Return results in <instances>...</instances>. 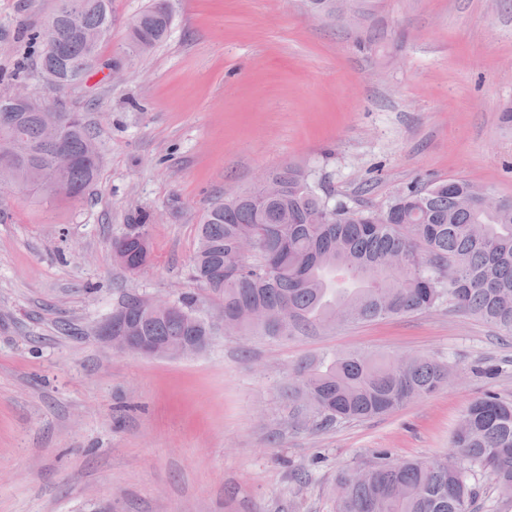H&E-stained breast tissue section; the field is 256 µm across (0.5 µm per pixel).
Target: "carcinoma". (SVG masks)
Returning a JSON list of instances; mask_svg holds the SVG:
<instances>
[{
  "label": "carcinoma",
  "mask_w": 512,
  "mask_h": 512,
  "mask_svg": "<svg viewBox=\"0 0 512 512\" xmlns=\"http://www.w3.org/2000/svg\"><path fill=\"white\" fill-rule=\"evenodd\" d=\"M172 23L167 0L151 3L132 22L128 50L145 53L163 41ZM112 30V0H57L44 29L41 72L65 85L84 81L100 44ZM40 102L0 112V191L17 190L51 205L85 200L96 183L101 156L84 118L65 121L59 139H44ZM63 150L75 158L54 168ZM277 184L268 199L261 186L212 203L198 224L192 277L224 310L230 330L273 338L310 335L336 314L367 322L429 310L448 301L512 335V200L489 210L472 183L450 178L411 186L388 202L384 214L331 206L301 170L270 171ZM146 225L132 224L112 242V256L135 274L150 260ZM135 323L112 313L116 333L163 344L214 335L198 314L199 297L173 301L175 316L147 300ZM450 367L422 356L349 353L306 359L291 370L292 416L320 431L342 421L385 415L448 385ZM454 452L426 461L380 462L366 478L342 477L336 512H471V482L484 474L512 498V402L494 393L466 409Z\"/></svg>",
  "instance_id": "obj_1"
}]
</instances>
